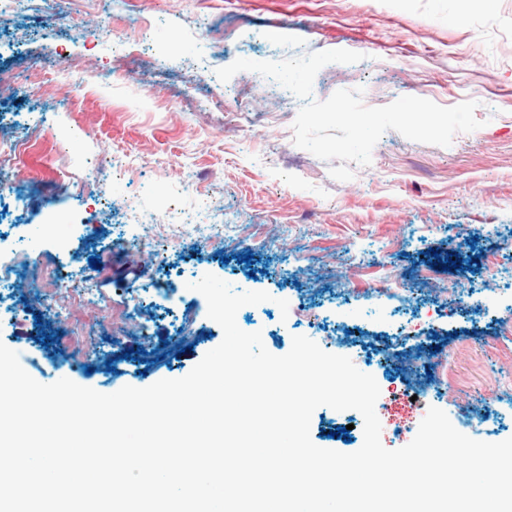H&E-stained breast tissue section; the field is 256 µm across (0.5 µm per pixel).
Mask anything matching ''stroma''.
<instances>
[{"label": "stroma", "instance_id": "35a3bbf8", "mask_svg": "<svg viewBox=\"0 0 512 512\" xmlns=\"http://www.w3.org/2000/svg\"><path fill=\"white\" fill-rule=\"evenodd\" d=\"M124 12L18 0L0 15V140L24 143L22 182L0 199V342L23 369L102 393L185 376L223 338L187 287L211 273L270 294L236 321L272 354L304 335L373 375L386 448L407 445L432 406L473 439L512 438V0H127ZM332 49L363 59L323 67L314 99L360 87L369 107L473 100L481 128L447 147L389 130L370 165L325 162L293 143L301 99L253 72L216 75ZM451 252L462 268L432 266ZM62 277L85 289L67 310ZM363 426L322 406L310 436L350 453Z\"/></svg>", "mask_w": 512, "mask_h": 512}]
</instances>
